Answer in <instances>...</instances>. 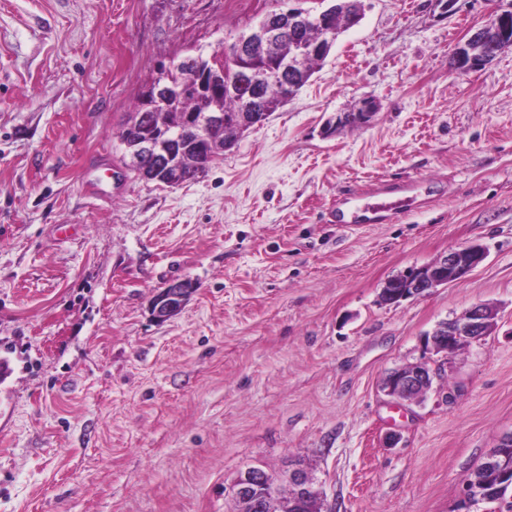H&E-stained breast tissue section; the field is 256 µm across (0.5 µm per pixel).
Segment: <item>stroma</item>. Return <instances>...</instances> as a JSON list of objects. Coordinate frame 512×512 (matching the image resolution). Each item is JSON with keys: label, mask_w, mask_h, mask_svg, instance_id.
Listing matches in <instances>:
<instances>
[{"label": "stroma", "mask_w": 512, "mask_h": 512, "mask_svg": "<svg viewBox=\"0 0 512 512\" xmlns=\"http://www.w3.org/2000/svg\"><path fill=\"white\" fill-rule=\"evenodd\" d=\"M293 99L176 188L121 162L160 60L217 50L272 0H0V512H234L250 467L303 459L327 512H457L512 432V47L460 39L512 0H364ZM364 128L321 134L364 97ZM111 192L100 200L89 181ZM419 185L380 221L345 196ZM477 243L468 276L386 281ZM190 301L160 323L168 282ZM482 302L452 359L423 336ZM436 370L424 398L380 389ZM186 281H173L156 291L150 302V311L156 321L170 319L186 305L192 294ZM436 372L428 362L402 365L387 372L381 390L397 402L412 403L424 397L432 388Z\"/></svg>", "instance_id": "stroma-1"}]
</instances>
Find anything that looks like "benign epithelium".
Here are the masks:
<instances>
[{
    "instance_id": "1",
    "label": "benign epithelium",
    "mask_w": 512,
    "mask_h": 512,
    "mask_svg": "<svg viewBox=\"0 0 512 512\" xmlns=\"http://www.w3.org/2000/svg\"><path fill=\"white\" fill-rule=\"evenodd\" d=\"M309 7H290L284 14L265 13L257 24L242 37L224 44L220 50L209 55L197 54L189 61L181 58L166 64L168 68L183 67L191 70L190 79L185 83H153L145 90V101L149 109L166 105L173 97L191 92L208 96L221 90V80L214 76V64L217 58L233 65L237 70L249 75L252 83H262L276 79L272 73H255L251 68V57L255 50L288 38V34L302 28H318L324 31L323 37L315 43L293 41L295 52L300 56L317 55L326 57L338 37L339 31L328 26L331 10L322 9V0H301ZM512 42V7L497 12L491 31L477 27L471 30L456 48L453 62L456 69L472 72L484 69L492 62V56L480 55L477 45L488 40ZM379 111V103L372 97H364L354 111L338 112L327 119L322 134L329 137L348 128L352 121L363 126L371 124ZM267 117L265 112H254L248 120H229L221 112L205 117H193L187 120L183 128L175 135L179 144L195 147L209 141L216 131L230 125L238 134L244 133L255 125L262 124ZM161 150V144L153 139L138 140L129 145L130 165L136 169L142 166V156ZM163 183L168 187H177L187 181L188 175L178 164L166 166L163 171ZM486 257L485 248L479 244L461 245L451 248L429 265L416 267L403 275L387 281L382 290L386 302L420 296L425 292L461 279L479 265ZM191 289L186 280L168 283L156 291L150 302V311L154 319L164 322L176 315L188 302ZM495 319L494 311L484 303H474L459 315L439 323L432 332L426 334L425 344L433 352L451 358L459 345L479 339L491 331ZM436 372L426 362L409 363L387 372L381 382V390L397 402L412 403L424 397L432 388ZM288 483V493L293 505L306 507L310 512H326L319 489L308 470L293 461L288 471L281 475L265 474L255 468L241 472L232 487V497L239 504L240 512H283L280 504V484ZM494 496L477 484H470L465 490L464 504L474 506L480 502H491Z\"/></svg>"
}]
</instances>
